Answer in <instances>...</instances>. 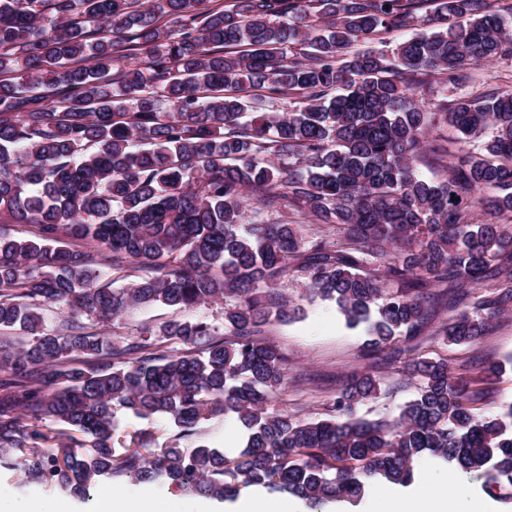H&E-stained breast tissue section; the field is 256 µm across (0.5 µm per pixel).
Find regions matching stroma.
Segmentation results:
<instances>
[{"label":"stroma","instance_id":"stroma-1","mask_svg":"<svg viewBox=\"0 0 512 512\" xmlns=\"http://www.w3.org/2000/svg\"><path fill=\"white\" fill-rule=\"evenodd\" d=\"M496 85L512 89V58L473 68L469 82L455 87L443 84L438 78H428L420 92L423 98L438 101L462 95L479 97L488 87ZM282 288L290 300L300 304L302 312L293 321L275 322L268 327L269 338L288 353L293 363L287 392L274 397L269 407L302 418L328 417L330 406L327 399L335 395L342 377L363 372L369 365L368 360L360 356L363 331L348 328L333 302L309 295L305 279H290L283 283ZM421 352L427 357H446L449 365L460 373L470 369L478 357L495 361L510 358L512 316L499 320L493 333L480 345L446 346L426 342ZM382 378L384 384L380 397L361 404L358 412L369 419L390 421L398 416L401 406L414 397L418 382L404 378L394 369L383 371ZM441 476L448 479V512H463L466 500L472 497L491 501L494 512H512V502L506 500L502 490L449 470L446 465L433 460L419 463L413 486L431 489ZM106 487L121 497L131 499L142 491H149L161 505H176L180 512H195L201 500L200 495L185 493L164 481L139 482L106 477L93 482L86 497L80 498L54 482L22 480L11 467L0 462V496L17 506L35 499L45 512H55L59 501L68 500L75 512H98L99 493Z\"/></svg>","mask_w":512,"mask_h":512}]
</instances>
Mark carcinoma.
Wrapping results in <instances>:
<instances>
[{
  "mask_svg": "<svg viewBox=\"0 0 512 512\" xmlns=\"http://www.w3.org/2000/svg\"><path fill=\"white\" fill-rule=\"evenodd\" d=\"M503 56L500 0H0V211L32 227L0 232L13 469L75 494L100 476L165 478L316 508L409 484L431 457L512 489V403L475 413V380L418 353L477 346L512 311V89L431 104L409 86H458ZM425 144L445 181L417 173ZM251 198L304 223L249 222ZM126 263L124 286L105 281ZM290 276L366 336L371 367L325 419L268 409L290 360L265 326L299 312L279 290ZM218 303L220 327L171 320L126 344L90 330ZM382 365L419 380L392 422L357 414ZM508 365L483 362L481 380ZM120 410L167 420L174 438L120 435ZM220 415L242 426L235 455L182 447Z\"/></svg>",
  "mask_w": 512,
  "mask_h": 512,
  "instance_id": "carcinoma-1",
  "label": "carcinoma"
}]
</instances>
